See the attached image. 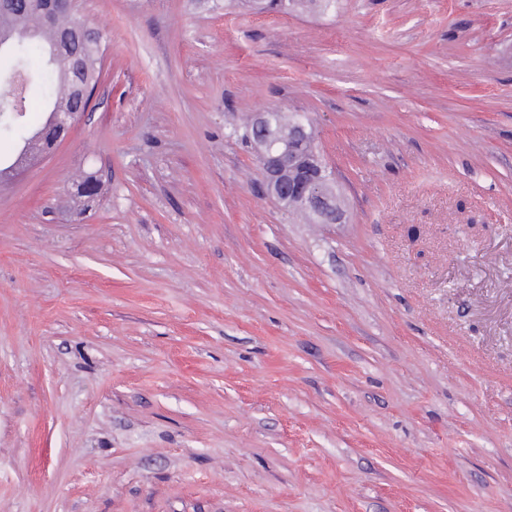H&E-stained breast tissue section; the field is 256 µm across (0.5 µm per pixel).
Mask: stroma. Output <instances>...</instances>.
Returning <instances> with one entry per match:
<instances>
[{
  "mask_svg": "<svg viewBox=\"0 0 512 512\" xmlns=\"http://www.w3.org/2000/svg\"><path fill=\"white\" fill-rule=\"evenodd\" d=\"M75 8L90 110L0 187V512H512V0ZM275 109L343 223L268 194ZM250 1L225 0L224 8L233 4H243L253 13L281 12L285 14L320 13L323 14L330 9L327 8L329 1L336 5V0H260L261 3L254 5Z\"/></svg>",
  "mask_w": 512,
  "mask_h": 512,
  "instance_id": "obj_1",
  "label": "stroma"
}]
</instances>
